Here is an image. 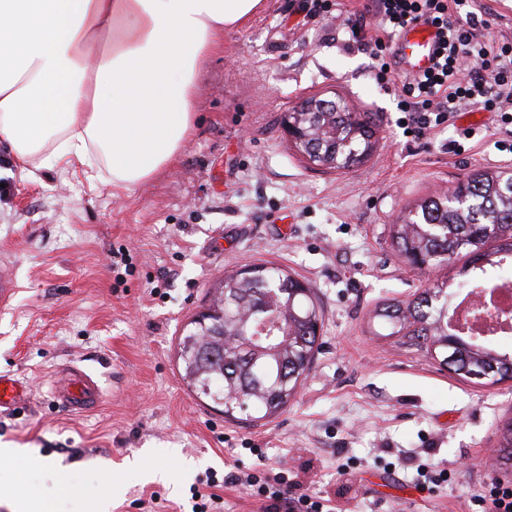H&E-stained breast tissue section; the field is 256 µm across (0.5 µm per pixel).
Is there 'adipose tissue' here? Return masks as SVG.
<instances>
[{"label":"adipose tissue","mask_w":512,"mask_h":512,"mask_svg":"<svg viewBox=\"0 0 512 512\" xmlns=\"http://www.w3.org/2000/svg\"><path fill=\"white\" fill-rule=\"evenodd\" d=\"M262 0H0V138L20 179L129 189L175 162L196 78Z\"/></svg>","instance_id":"1"}]
</instances>
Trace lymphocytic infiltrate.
<instances>
[{
  "mask_svg": "<svg viewBox=\"0 0 512 512\" xmlns=\"http://www.w3.org/2000/svg\"><path fill=\"white\" fill-rule=\"evenodd\" d=\"M467 0H364L348 18L352 41L375 70L386 65L387 40L409 25L434 26L439 48L431 65L393 81L390 91L412 135L452 123L458 111L477 105L512 126V42L487 39V19L466 10Z\"/></svg>",
  "mask_w": 512,
  "mask_h": 512,
  "instance_id": "1",
  "label": "lymphocytic infiltrate"
}]
</instances>
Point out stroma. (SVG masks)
<instances>
[{
	"label": "stroma",
	"mask_w": 512,
	"mask_h": 512,
	"mask_svg": "<svg viewBox=\"0 0 512 512\" xmlns=\"http://www.w3.org/2000/svg\"><path fill=\"white\" fill-rule=\"evenodd\" d=\"M302 0H264L224 30L197 77L200 124L174 166L128 190L80 170L5 175L0 144V271L16 294L0 307V373L23 377L30 404L0 411V446L30 448L66 477L77 512H192V492L221 481L224 512H264L236 471L283 472L291 495L322 512H481L512 380L485 385L442 368L376 319L384 303L455 278L419 271L391 248V226L475 170L512 168V134L473 106L414 137L369 57L344 28L360 0L305 16ZM343 96L378 117L360 166L312 167L284 119L306 98ZM268 262L317 292L319 348L296 399L265 420L224 417L180 377L176 346L218 278ZM92 374L99 411L52 395L62 368ZM431 465L430 479L417 466Z\"/></svg>",
	"instance_id": "35a3bbf8"
}]
</instances>
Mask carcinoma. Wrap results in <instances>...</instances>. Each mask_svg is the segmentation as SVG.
<instances>
[{
  "label": "carcinoma",
  "instance_id": "carcinoma-1",
  "mask_svg": "<svg viewBox=\"0 0 512 512\" xmlns=\"http://www.w3.org/2000/svg\"><path fill=\"white\" fill-rule=\"evenodd\" d=\"M299 127V151L311 143L336 161L322 168L360 165L378 142L372 112H314ZM397 255L417 270L448 263L463 253L470 267L483 268L496 257H512V172L476 170L446 194L423 200L394 225ZM448 284L424 288L406 301L383 306L376 317L393 333L409 336L455 375L471 380L487 374L490 383L512 379V353H499L475 341L448 344ZM207 325L191 321L179 343L182 380L199 398L251 420L269 418L288 407L306 378L317 351L323 313L307 283L280 267H267L259 277L234 274L211 291ZM273 314L279 326L261 333V315ZM497 464L512 468V420L499 429Z\"/></svg>",
  "mask_w": 512,
  "mask_h": 512
}]
</instances>
